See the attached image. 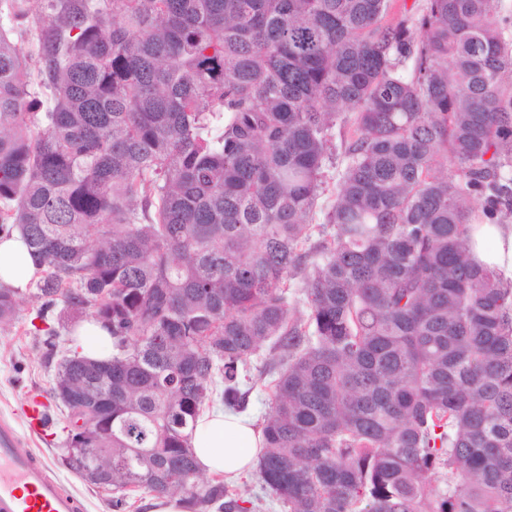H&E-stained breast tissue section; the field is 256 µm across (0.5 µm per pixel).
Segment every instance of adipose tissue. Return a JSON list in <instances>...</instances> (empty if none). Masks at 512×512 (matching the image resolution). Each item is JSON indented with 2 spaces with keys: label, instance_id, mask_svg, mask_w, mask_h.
<instances>
[{
  "label": "adipose tissue",
  "instance_id": "ef3b65f1",
  "mask_svg": "<svg viewBox=\"0 0 512 512\" xmlns=\"http://www.w3.org/2000/svg\"><path fill=\"white\" fill-rule=\"evenodd\" d=\"M471 252L477 263L512 283V224L483 226L473 238ZM38 271L20 236L0 241V283L21 288ZM192 447L199 472L235 482L256 469L264 436L260 427L241 414L207 409L195 422Z\"/></svg>",
  "mask_w": 512,
  "mask_h": 512
}]
</instances>
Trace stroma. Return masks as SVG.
I'll list each match as a JSON object with an SVG mask.
<instances>
[{"mask_svg": "<svg viewBox=\"0 0 512 512\" xmlns=\"http://www.w3.org/2000/svg\"><path fill=\"white\" fill-rule=\"evenodd\" d=\"M21 296L24 304L17 318L11 327L0 331V420L10 421L20 433L27 435L31 447L47 461L52 475L80 500L82 512H113L112 493L91 486L62 461L67 410L52 397L51 387L56 363L70 348L68 330L59 326L57 348L54 354H47L42 343L28 332L30 321L40 307L33 285L22 288ZM269 354V349H262L241 374L243 411L259 424L264 422L270 406L268 378L263 374ZM37 402L46 405L50 418L51 427L45 437L28 430L25 412Z\"/></svg>", "mask_w": 512, "mask_h": 512, "instance_id": "1", "label": "stroma"}]
</instances>
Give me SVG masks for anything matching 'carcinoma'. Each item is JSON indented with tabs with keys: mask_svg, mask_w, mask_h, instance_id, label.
<instances>
[{
	"mask_svg": "<svg viewBox=\"0 0 512 512\" xmlns=\"http://www.w3.org/2000/svg\"><path fill=\"white\" fill-rule=\"evenodd\" d=\"M392 5L0 0V234L42 268L34 335L59 305L112 336L54 374L98 390L67 444L112 489L221 500L192 424L269 343L286 512H512V286L469 248L512 212V7ZM22 302L0 283L1 329Z\"/></svg>",
	"mask_w": 512,
	"mask_h": 512,
	"instance_id": "carcinoma-1",
	"label": "carcinoma"
}]
</instances>
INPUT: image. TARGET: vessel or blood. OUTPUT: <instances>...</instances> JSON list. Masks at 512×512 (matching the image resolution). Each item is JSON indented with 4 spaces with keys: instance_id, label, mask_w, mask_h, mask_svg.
<instances>
[{
    "instance_id": "b4317fda",
    "label": "vessel or blood",
    "mask_w": 512,
    "mask_h": 512,
    "mask_svg": "<svg viewBox=\"0 0 512 512\" xmlns=\"http://www.w3.org/2000/svg\"><path fill=\"white\" fill-rule=\"evenodd\" d=\"M77 499L10 423H0V512H79Z\"/></svg>"
}]
</instances>
